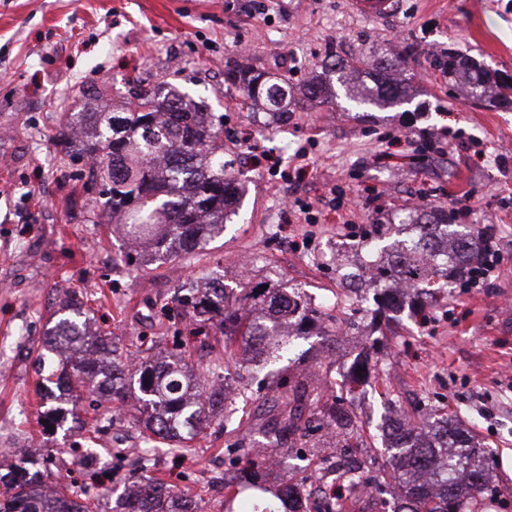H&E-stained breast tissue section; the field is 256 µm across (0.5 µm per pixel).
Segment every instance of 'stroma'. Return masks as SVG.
Instances as JSON below:
<instances>
[{
  "instance_id": "1",
  "label": "stroma",
  "mask_w": 512,
  "mask_h": 512,
  "mask_svg": "<svg viewBox=\"0 0 512 512\" xmlns=\"http://www.w3.org/2000/svg\"><path fill=\"white\" fill-rule=\"evenodd\" d=\"M397 4L371 18L349 0H0V454L40 446L55 460L45 474L55 484L86 483L97 470L100 512H114L122 480L144 472L175 486L196 474L204 512H224L209 475L235 433L260 440L257 425L277 404L237 400L232 419L215 413L184 456L159 449L120 472L113 449L144 445L134 409L107 420L64 390L41 395L36 357L72 290L90 328L113 331L126 350L153 339L164 362L188 334L184 321L162 314L183 282H264L304 293L330 319L356 317L366 331L339 330L328 350L321 337L298 340L278 364L283 374L320 386L323 366L340 379L370 353L384 378L354 386L357 447L333 449L324 430L312 429L316 447L289 449L270 484L292 479L319 492L334 455L377 471L394 421L444 409L476 436L501 490L484 512H512V105L467 97L435 65L455 51L512 77V0ZM393 50L407 60L409 101L372 112L341 97L278 119L246 109L224 80L242 55L296 84L323 60H377ZM135 74L203 97L224 115L228 150L256 160L240 171L243 198L223 237L136 271L126 244L97 223V197L55 129L57 112L118 101ZM466 192L472 209L461 212L455 200ZM420 199L486 228L504 258L496 278L486 288L449 283L421 316L378 313L366 287L350 307L341 268L377 258L357 247L364 231L399 223ZM185 354L193 374L206 373L223 363L224 338L197 337ZM45 414L56 419L49 432Z\"/></svg>"
}]
</instances>
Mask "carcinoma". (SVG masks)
Segmentation results:
<instances>
[{
    "instance_id": "cac0c4a2",
    "label": "carcinoma",
    "mask_w": 512,
    "mask_h": 512,
    "mask_svg": "<svg viewBox=\"0 0 512 512\" xmlns=\"http://www.w3.org/2000/svg\"><path fill=\"white\" fill-rule=\"evenodd\" d=\"M448 77L465 86L476 99H490L499 105L512 103V84L497 72L469 63L463 56L450 54L438 62ZM325 75L309 77L302 92L282 75L250 68H230L226 80L238 87L254 112L284 115L290 107L326 104L336 98L333 82L344 88L348 101L361 109L392 107L408 101L398 54L370 63L365 59L337 61L324 66ZM128 96L117 112H62L59 134L79 138L74 159L88 162V178L100 181L104 190L96 203L103 223L117 230L137 248L147 252L145 263L174 261L206 247L224 235V227L237 215L241 187L234 163L224 158V113L213 112L201 98L168 83L144 85L139 76L127 79ZM402 227L411 234L396 249L391 261L381 260L370 268L371 287L380 296V307L396 306L391 291L393 281H406L413 290L429 295L423 285L433 276L459 273L484 243L485 232L478 226L452 228L448 214L417 209L406 215ZM442 232L451 244V253L428 267L421 252L435 243ZM185 294L177 297L176 308L195 316L220 317L217 330L226 336H239L244 346L256 351L250 360L239 363L224 353V376L243 381L241 396L265 394L282 407L279 413L259 424L265 447L283 449L291 438L299 437L309 447L304 413L318 415L341 433L354 430L351 401L339 397L329 402L306 379L292 383L283 379L266 385L272 367L292 351L296 341L309 335L308 323L320 312L297 291L284 288L261 290V285L237 294L215 278L199 287L182 285ZM84 303L71 294L63 310L72 316L62 318L47 329L49 336H71L73 352L61 353L56 369L44 377L47 382L63 383L78 402L84 390L110 389V399L126 396L124 386L114 383L117 375H128L139 392V422L146 443L153 446L177 445L204 434L212 412L224 411L228 420L235 407L222 392H206L200 381L187 373L181 354L162 367L152 364L147 346L137 353H124L115 346L109 332L90 333L77 322ZM393 452L376 476L379 482L395 480L405 488V496L394 512H481L487 498L498 494L491 486L484 465L483 451L474 447L452 417H443L434 439L423 440L418 426L391 428ZM234 449L235 475L224 479V512H270L251 498L247 490L256 487L246 474L262 460L242 439L227 444ZM40 459L22 453L0 467V512H94L89 488L73 484L55 488L43 495L37 485ZM142 485L153 494L150 512H187L179 493L162 481L146 478Z\"/></svg>"
}]
</instances>
